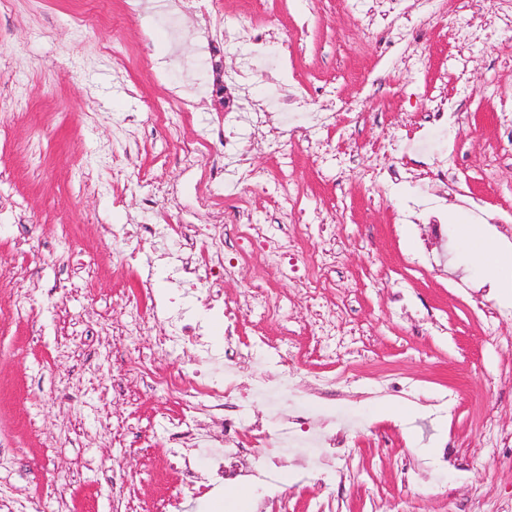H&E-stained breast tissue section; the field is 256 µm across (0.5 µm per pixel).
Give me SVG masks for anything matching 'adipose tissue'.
Instances as JSON below:
<instances>
[{"instance_id": "adipose-tissue-1", "label": "adipose tissue", "mask_w": 512, "mask_h": 512, "mask_svg": "<svg viewBox=\"0 0 512 512\" xmlns=\"http://www.w3.org/2000/svg\"><path fill=\"white\" fill-rule=\"evenodd\" d=\"M456 239L461 251L480 259L483 275L491 286L511 301L512 250L487 236L478 224H457Z\"/></svg>"}]
</instances>
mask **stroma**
Segmentation results:
<instances>
[{
    "mask_svg": "<svg viewBox=\"0 0 512 512\" xmlns=\"http://www.w3.org/2000/svg\"><path fill=\"white\" fill-rule=\"evenodd\" d=\"M251 14L261 46L224 39V21ZM310 18L303 49L280 68L281 43ZM224 81L223 96L213 91ZM309 90L284 126L271 98L289 84ZM195 91L187 114L165 122L156 105L173 85ZM455 114L444 131L427 113ZM262 131L239 125L252 167H288L299 209L336 210L335 235L306 240L336 264L313 307L261 250L224 283L245 305V286L266 282L288 300L295 336L280 344L273 319L242 317L234 336L214 314L203 330L215 348L265 340L235 363L237 381L297 373L296 400L309 421L335 435L354 419L347 447L309 465L285 459L265 472L241 458L236 475L210 486L185 512H215L241 492V512H512V443L494 448L485 417L512 434V303L489 288L477 258L457 247L454 219L481 224L512 248V14L476 0H207L171 30L159 0L135 12L128 0H6L0 7V306L29 295L28 317L0 324V512H164L179 474L165 419L177 401L149 380L114 375L129 363L118 338L129 320L122 295L150 275L156 298L182 292L175 241L148 249L113 237V225L201 223L197 195L223 169L213 216L235 241V215L257 224L290 217L272 191L244 193L235 160L212 130L255 109ZM287 156L271 152L273 133ZM204 139L187 168L175 153ZM174 187L179 206L146 208ZM68 233L69 251L57 238ZM29 245L17 249V242ZM136 254L132 269L113 259ZM356 327L342 358L319 356L320 325ZM162 324L146 327L140 352L157 370L208 371L188 350H164ZM355 375L353 384L340 382ZM336 377L320 389L318 378ZM456 390L455 406L443 403ZM405 409L406 422L385 415Z\"/></svg>",
    "mask_w": 512,
    "mask_h": 512,
    "instance_id": "stroma-1",
    "label": "stroma"
}]
</instances>
